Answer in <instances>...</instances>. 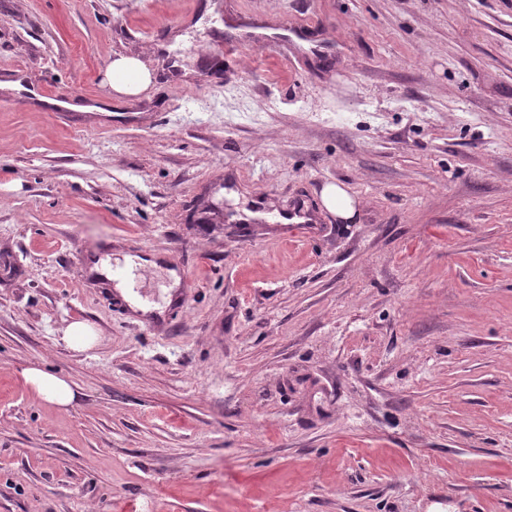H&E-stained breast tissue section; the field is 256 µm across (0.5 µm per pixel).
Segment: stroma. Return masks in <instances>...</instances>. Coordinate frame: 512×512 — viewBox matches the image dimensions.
<instances>
[{
    "label": "stroma",
    "instance_id": "obj_1",
    "mask_svg": "<svg viewBox=\"0 0 512 512\" xmlns=\"http://www.w3.org/2000/svg\"><path fill=\"white\" fill-rule=\"evenodd\" d=\"M0 512H512V0H0ZM147 66L135 57H119L112 61L106 73L111 91L120 97L137 96L152 84ZM323 207L336 219L351 221L358 212L359 200L338 184H327L321 192ZM95 339L91 328L83 322L71 323L65 330L64 340L74 349H85ZM21 376L38 397L59 407H67L76 400V393L63 378L38 367L23 369Z\"/></svg>",
    "mask_w": 512,
    "mask_h": 512
}]
</instances>
